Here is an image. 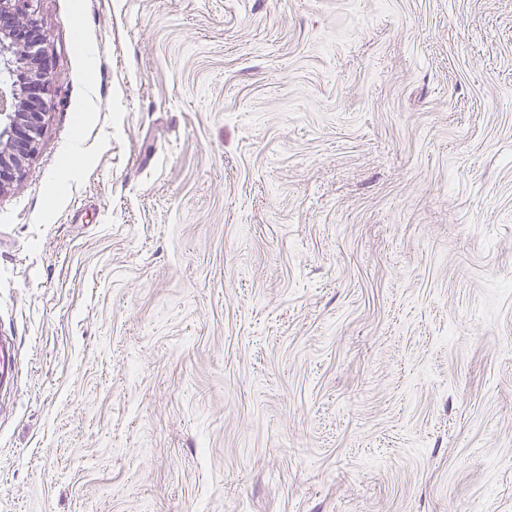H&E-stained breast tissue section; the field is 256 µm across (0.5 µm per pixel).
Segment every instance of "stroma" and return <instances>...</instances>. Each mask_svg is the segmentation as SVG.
<instances>
[{
    "label": "stroma",
    "instance_id": "35a3bbf8",
    "mask_svg": "<svg viewBox=\"0 0 512 512\" xmlns=\"http://www.w3.org/2000/svg\"><path fill=\"white\" fill-rule=\"evenodd\" d=\"M33 8L0 512H512V0Z\"/></svg>",
    "mask_w": 512,
    "mask_h": 512
}]
</instances>
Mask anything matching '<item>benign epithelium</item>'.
I'll return each instance as SVG.
<instances>
[{"instance_id":"1","label":"benign epithelium","mask_w":512,"mask_h":512,"mask_svg":"<svg viewBox=\"0 0 512 512\" xmlns=\"http://www.w3.org/2000/svg\"><path fill=\"white\" fill-rule=\"evenodd\" d=\"M30 0H0V72L19 81L0 84V192L22 170L24 160L37 149L44 113L42 94L52 75L44 63L47 50L31 34L11 32L14 23L28 20Z\"/></svg>"}]
</instances>
